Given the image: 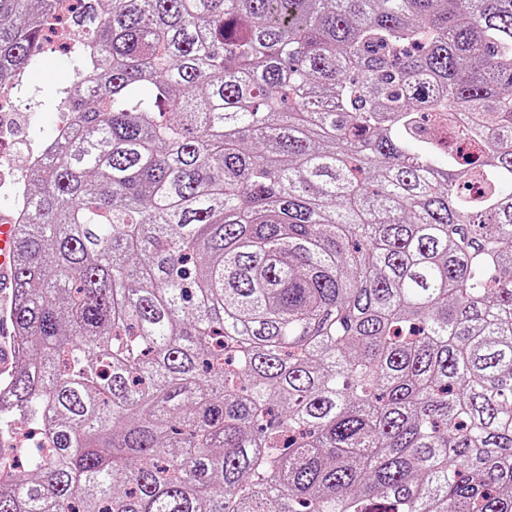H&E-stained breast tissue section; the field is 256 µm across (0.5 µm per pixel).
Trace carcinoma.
<instances>
[{
    "instance_id": "obj_1",
    "label": "carcinoma",
    "mask_w": 512,
    "mask_h": 512,
    "mask_svg": "<svg viewBox=\"0 0 512 512\" xmlns=\"http://www.w3.org/2000/svg\"><path fill=\"white\" fill-rule=\"evenodd\" d=\"M54 2L0 0V78ZM67 23L78 126L23 177L0 512H512V0Z\"/></svg>"
}]
</instances>
